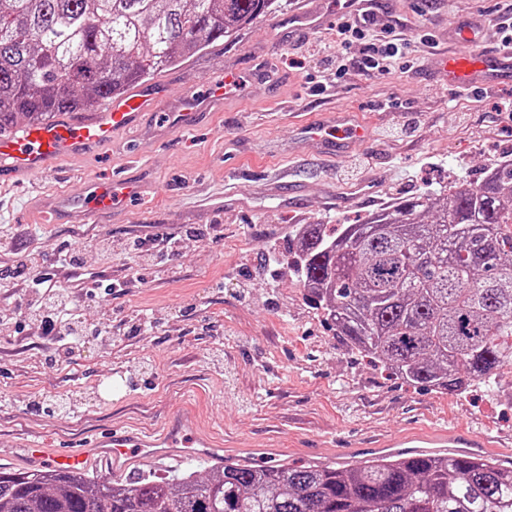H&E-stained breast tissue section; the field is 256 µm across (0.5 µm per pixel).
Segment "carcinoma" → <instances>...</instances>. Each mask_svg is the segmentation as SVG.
Instances as JSON below:
<instances>
[{"label": "carcinoma", "instance_id": "obj_1", "mask_svg": "<svg viewBox=\"0 0 512 512\" xmlns=\"http://www.w3.org/2000/svg\"><path fill=\"white\" fill-rule=\"evenodd\" d=\"M273 0H0V133L94 109ZM309 303L403 382L463 394L512 369V162L288 243ZM0 512H512V467L381 456L336 468L215 466L124 484L0 472Z\"/></svg>", "mask_w": 512, "mask_h": 512}]
</instances>
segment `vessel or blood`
I'll return each mask as SVG.
<instances>
[{
	"instance_id": "vessel-or-blood-1",
	"label": "vessel or blood",
	"mask_w": 512,
	"mask_h": 512,
	"mask_svg": "<svg viewBox=\"0 0 512 512\" xmlns=\"http://www.w3.org/2000/svg\"><path fill=\"white\" fill-rule=\"evenodd\" d=\"M440 72L451 89L486 91L512 78V50L501 49L476 58L446 55L441 60ZM158 99V91L151 87L105 100L87 118L62 117L0 134V176L42 172L81 150L110 145L119 133L135 127L142 112ZM138 193L137 186L121 179L91 183L81 208L69 213L68 218L74 224L97 223L101 215L111 212L116 199L128 200ZM488 445V440L468 431L444 430L425 438H392L380 443L379 449L390 455L410 452L454 457L480 452ZM20 448L16 457L0 452V462L11 464L20 458L31 468L48 465L58 470L80 471L97 458L118 471L136 459H179L188 448L195 449L197 456L206 461L246 466L277 455L273 448L226 449L222 439L202 430L197 412L190 407L169 414L157 435L115 427L93 434L70 450L54 451L31 439L23 440Z\"/></svg>"
}]
</instances>
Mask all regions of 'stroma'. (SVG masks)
<instances>
[{"instance_id": "obj_1", "label": "stroma", "mask_w": 512, "mask_h": 512, "mask_svg": "<svg viewBox=\"0 0 512 512\" xmlns=\"http://www.w3.org/2000/svg\"><path fill=\"white\" fill-rule=\"evenodd\" d=\"M330 2L275 0L235 39L154 76L161 102L112 145L46 173L0 177V225L10 226L20 255L47 268L58 250L74 248L87 268L128 281L125 291L79 300L89 333L60 357L40 336L14 338L18 305L0 299L1 446L26 433L56 446L115 427L153 431L190 404L225 444L277 443L291 467H340L371 458L381 438L443 427L490 437L487 457L512 450L511 373L492 392L402 383L337 336L292 267L276 278L267 270V251L287 257L300 225L357 224L420 193L481 181L488 165L512 159V120L500 110L512 102V82L460 95L437 72L440 52L497 49L500 0H380L371 24L401 35V59L388 74L353 72L319 91L329 57L357 58L363 46L341 45L337 21L303 34L289 17ZM459 27L475 40L462 43ZM228 69L238 70L240 90L208 106ZM190 93L204 108L180 129L170 115ZM338 112L372 136L329 156L310 145L307 129L346 141L330 120ZM412 119L416 130L402 133ZM117 178L144 193L117 203L93 233L43 218L46 203L79 207L89 181ZM152 225L178 238L157 260L135 245ZM52 400L65 409L49 408Z\"/></svg>"}]
</instances>
